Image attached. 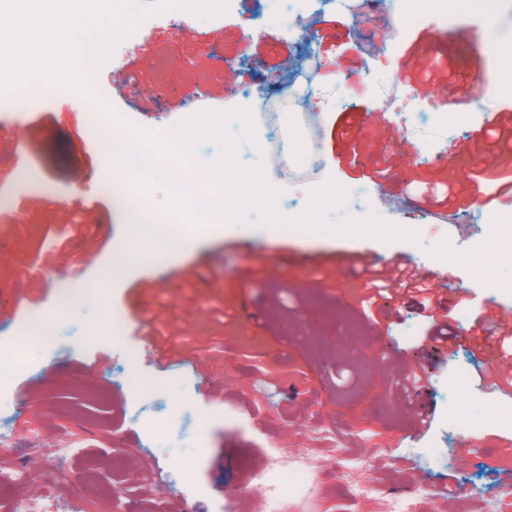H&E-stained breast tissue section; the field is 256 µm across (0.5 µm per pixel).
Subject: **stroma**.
Wrapping results in <instances>:
<instances>
[{
	"label": "stroma",
	"instance_id": "stroma-1",
	"mask_svg": "<svg viewBox=\"0 0 512 512\" xmlns=\"http://www.w3.org/2000/svg\"><path fill=\"white\" fill-rule=\"evenodd\" d=\"M255 0H239L221 23H190L180 14L120 49L119 61L92 68L97 92L130 122L169 131L200 112L233 104L256 106L264 77L311 56L320 77L311 89V110L326 166L321 173L349 189L385 185L366 209L394 225L417 231V242L336 235L328 230L292 232L281 226L239 229L210 224L184 238L164 261H144L152 243L138 237L129 212L98 191V145L87 137L82 96L62 94L0 120V289L23 290L14 310L0 317V336L32 312L57 311L59 355L30 358L42 373L15 383L20 408L7 420L17 437L41 430L34 454L48 462L60 435L77 439L78 456L55 479L57 493L84 490L85 510L112 500L116 512H144L162 499L167 512H260L265 490L253 483L239 459L260 465L266 446L307 442L320 470L304 500L285 512H380L386 496L414 497L418 512H480L471 493L512 486V402L494 391L495 371L469 342L481 309L512 306V267L480 278L466 256L488 232L486 200L505 204L512 190L501 176L512 173V136H475L482 118L512 114V93L494 88L473 96V71L487 73L484 33L453 56L448 32L430 24L398 25L389 40L391 0H381L368 32L345 0L336 9L288 15L274 37L261 35ZM315 38L304 44L302 31ZM409 99L392 104V90ZM475 104L480 117L462 128L441 120L449 105ZM358 114L346 139L341 119ZM463 151H456V144ZM449 153L436 161L437 152ZM37 169L43 186L19 188L22 170ZM484 173L476 190L472 176ZM452 187L446 199L441 190ZM455 208L462 228L434 225V211ZM127 245L137 259L114 267V248ZM347 253L406 259L429 276L450 275L449 323L458 336L444 358L427 354L432 331L417 310L372 303L362 266ZM50 279H27L29 266ZM106 279L110 310L126 322L122 336L100 333L95 308L58 310L56 299L73 284ZM466 294L467 305L457 303ZM152 321V338L135 332L133 316ZM364 329L353 335L349 316ZM168 348L176 365L152 355ZM142 353L140 371L154 386L147 402L133 396L122 368L130 349ZM421 363L429 378L422 396L405 392L401 357ZM424 406L433 416L416 432L413 415ZM168 430L169 445L156 448L133 416L140 409ZM501 408L502 422L475 431L476 414ZM468 451L459 461L455 451ZM123 457L119 475L92 468L105 454ZM368 461L376 486L368 502L355 498L353 481L332 471L342 456ZM501 469L498 484L486 470ZM195 485L185 494L180 478ZM455 489L448 500L446 489Z\"/></svg>",
	"mask_w": 512,
	"mask_h": 512
}]
</instances>
